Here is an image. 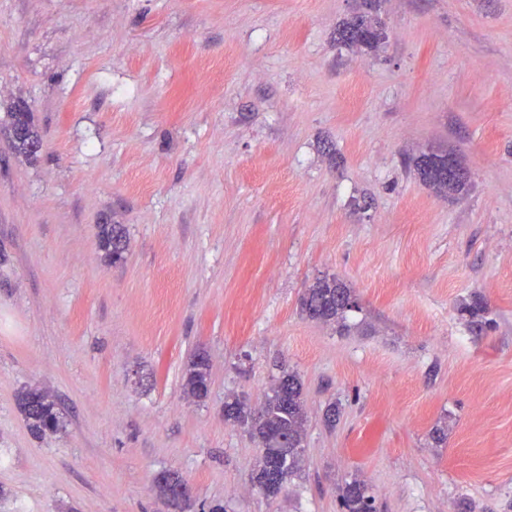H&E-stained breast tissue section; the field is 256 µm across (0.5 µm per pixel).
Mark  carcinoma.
I'll use <instances>...</instances> for the list:
<instances>
[{"mask_svg": "<svg viewBox=\"0 0 512 512\" xmlns=\"http://www.w3.org/2000/svg\"><path fill=\"white\" fill-rule=\"evenodd\" d=\"M368 11L353 16L338 29L336 41L344 46L377 49L385 40L383 25L372 14L373 2H366ZM6 126L16 152L35 156L42 144L33 123L32 112L25 102L15 104L6 113ZM447 154H422L413 160L419 179L426 185L443 190L450 195L467 191L470 180L448 177ZM99 247L114 264L125 260L128 240L124 225H98ZM352 296L350 288L340 280L322 278L308 289L302 299V309L315 320L333 322L342 331L349 329L348 313L352 308L345 301ZM458 311L469 317L478 329L489 327L488 307L479 297L459 305ZM210 387L209 360L195 353L185 376V388L192 397L202 399ZM20 411L31 434L41 438L55 433L61 427V416L53 400L36 388H25L17 396ZM263 415L249 422L252 410L243 401L234 399L224 403V417L248 427L266 448L264 461L253 476V482L267 496L277 495L299 471L301 462L302 432L306 421L303 387L292 372L279 377L271 390L264 394L261 405ZM341 512H368L375 508V497L362 483L353 481L346 485L339 502Z\"/></svg>", "mask_w": 512, "mask_h": 512, "instance_id": "obj_1", "label": "carcinoma"}]
</instances>
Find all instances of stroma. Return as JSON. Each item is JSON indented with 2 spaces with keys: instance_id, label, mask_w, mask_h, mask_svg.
<instances>
[{
  "instance_id": "obj_1",
  "label": "stroma",
  "mask_w": 512,
  "mask_h": 512,
  "mask_svg": "<svg viewBox=\"0 0 512 512\" xmlns=\"http://www.w3.org/2000/svg\"><path fill=\"white\" fill-rule=\"evenodd\" d=\"M0 0V512H512V0ZM452 154L468 192L409 158ZM121 224L112 265L97 227ZM323 277L348 332L301 309ZM495 326L458 311L472 296ZM205 399L183 390L197 349ZM303 384L297 475L224 418L279 369ZM26 387L63 427L34 437ZM336 404L334 426L325 413ZM373 2L376 1H366L367 12L354 15L342 24L336 34L339 44L376 50L383 43L385 32L379 18L372 14ZM5 123L15 151L28 157L35 156L41 147L42 140L33 123L32 112L27 103H17L12 107L11 112H6ZM448 159L455 165L461 166L456 159L449 154H422L413 160L414 169L419 176V179L428 186L443 190L448 195L460 194L467 191L470 184V179L455 180L448 177ZM455 174L462 177L469 176L467 169L457 168L454 170ZM339 507L341 512H369L375 509V497L362 483H348L341 495Z\"/></svg>"
}]
</instances>
